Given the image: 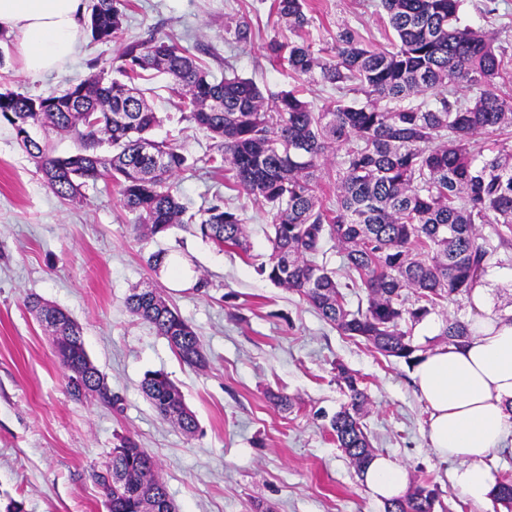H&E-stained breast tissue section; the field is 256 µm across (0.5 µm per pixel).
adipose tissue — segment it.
I'll return each mask as SVG.
<instances>
[{
    "label": "adipose tissue",
    "instance_id": "obj_1",
    "mask_svg": "<svg viewBox=\"0 0 512 512\" xmlns=\"http://www.w3.org/2000/svg\"><path fill=\"white\" fill-rule=\"evenodd\" d=\"M85 14L84 0H0V30L15 37L24 69L36 77L76 54ZM488 302V289L474 288L469 339L423 354L412 369L429 414V445L458 460L452 487L474 502L486 500L495 483L486 458L512 438V323ZM363 480L373 497L388 500L403 493L408 473L378 455Z\"/></svg>",
    "mask_w": 512,
    "mask_h": 512
}]
</instances>
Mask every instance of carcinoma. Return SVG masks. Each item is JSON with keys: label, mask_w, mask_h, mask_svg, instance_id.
Returning <instances> with one entry per match:
<instances>
[{"label": "carcinoma", "mask_w": 512, "mask_h": 512, "mask_svg": "<svg viewBox=\"0 0 512 512\" xmlns=\"http://www.w3.org/2000/svg\"><path fill=\"white\" fill-rule=\"evenodd\" d=\"M462 0H381L395 33L392 48L375 51L345 25L334 51L312 44L272 40L267 50L296 78L330 85L344 95L317 110L303 90L262 92L232 69L210 78L190 47L153 32L123 44L119 64L104 63L60 95L0 92V120L38 160L48 188L73 200L87 181L110 180L143 237L194 227L220 247L244 248L241 215L220 198L201 210L199 222L184 218L174 176L190 166L186 147L156 141L160 124L137 81L148 71L169 77L185 95L184 118L216 143L220 163L234 186L271 215V254L259 273L273 285L298 293L345 336L363 338L379 355L411 365L421 357L413 328L438 306L470 297L492 262L512 252V140L489 156L474 145L480 134L512 127V97L493 89L502 59L484 33L461 24ZM277 16L294 32L311 22L306 0H274ZM126 0H91L86 28L93 40L112 42L122 32ZM476 89L472 99L458 89ZM28 125L74 138L75 152L54 156L49 141L22 138ZM331 164L336 185L332 207L322 200V178ZM494 225V236L478 225ZM334 242L345 280L318 261ZM359 290L357 308L347 291ZM127 309L164 336L181 361L202 369L207 358L192 327L160 294L134 288ZM27 307L54 336L64 367L90 380L83 394L66 381L69 395L113 406L105 376L91 367L82 328L57 308L27 300ZM469 323L447 319L443 344L462 343ZM336 381L349 403L329 422L350 462L362 473L375 456L364 417L368 395L361 378L342 364ZM141 388L153 407L185 435L198 425L168 376L145 375ZM112 477L98 473L109 512H175L156 462L135 440L122 437L112 449ZM493 501L512 512V479L496 480ZM438 485L413 480L385 512H435Z\"/></svg>", "instance_id": "carcinoma-1"}]
</instances>
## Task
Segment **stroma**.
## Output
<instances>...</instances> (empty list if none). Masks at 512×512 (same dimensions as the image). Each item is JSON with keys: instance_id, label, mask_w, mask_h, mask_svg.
<instances>
[{"instance_id": "1", "label": "stroma", "mask_w": 512, "mask_h": 512, "mask_svg": "<svg viewBox=\"0 0 512 512\" xmlns=\"http://www.w3.org/2000/svg\"><path fill=\"white\" fill-rule=\"evenodd\" d=\"M272 0H128L121 40L81 33L75 58L39 77L24 69L17 49L0 67V92L60 93L116 58L122 42L148 30L198 48L215 78L226 66L264 90L297 80L267 53L289 36ZM305 32L314 49L330 48L349 25L387 47L392 31L380 0H308ZM462 21L486 32L512 58V0L486 14L484 0H463ZM252 28L238 43L240 21ZM160 75L144 81L161 118L155 139L183 143L193 161L175 181L187 214L214 195L246 225L248 254L219 248L183 229L142 239L111 182L83 187L65 203L45 185L35 160L0 121V512L18 501L23 512H107L94 473L120 437L131 435L153 457L178 512H384L330 434L329 419L349 398L336 382V363L363 379L365 424L377 453L410 477H433L443 512H506L493 500L467 502L451 488L454 460L428 446V412L404 361L374 353L340 334L297 293L274 286L257 267L267 260L270 219L241 190L229 188L207 158L213 141L183 120L179 99ZM165 251L168 269L146 259ZM205 277L207 292L195 283ZM151 283L200 336L206 368L183 364L154 327L125 305L132 288ZM37 297L68 312L82 327L86 351L104 374L117 406L73 400L66 370L49 336L26 306ZM161 370L181 391L198 421L194 436L164 420L141 389L146 372ZM287 395L291 409L270 394Z\"/></svg>"}]
</instances>
